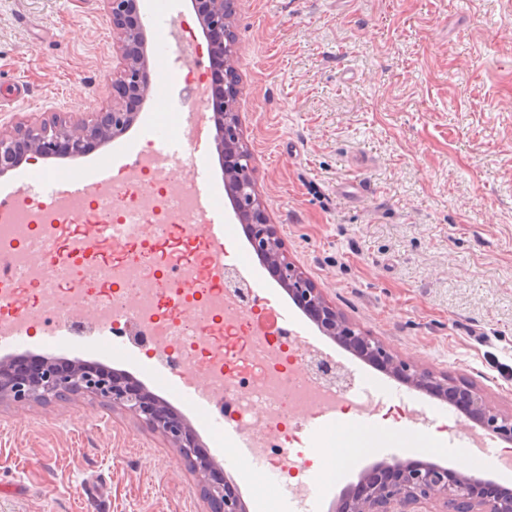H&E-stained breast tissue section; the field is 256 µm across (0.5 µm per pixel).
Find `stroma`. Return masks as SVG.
<instances>
[{
  "label": "stroma",
  "instance_id": "obj_1",
  "mask_svg": "<svg viewBox=\"0 0 512 512\" xmlns=\"http://www.w3.org/2000/svg\"><path fill=\"white\" fill-rule=\"evenodd\" d=\"M143 19H189V0H139ZM238 111L257 188L289 257L351 323L420 366L472 382L512 411V0H238ZM117 64L103 0H0V126L111 103ZM180 102L150 99L134 127L70 161L33 158L0 191L58 169L90 175L101 157L124 168L152 131H180ZM229 264L251 265L259 296L280 293L243 232ZM297 329L342 361L362 401L423 411L417 435L390 422L378 448L340 481L313 484L329 512L362 468L390 458L454 466L463 415L343 350L298 309ZM25 350L130 372L182 412L254 512L257 494L290 504L288 478L238 469L227 442L188 396L155 375L148 354L103 353L84 337L57 345L32 328ZM200 476L138 416L83 395L0 402V512H207Z\"/></svg>",
  "mask_w": 512,
  "mask_h": 512
}]
</instances>
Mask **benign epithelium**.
Instances as JSON below:
<instances>
[{"instance_id":"7a95c632","label":"benign epithelium","mask_w":512,"mask_h":512,"mask_svg":"<svg viewBox=\"0 0 512 512\" xmlns=\"http://www.w3.org/2000/svg\"><path fill=\"white\" fill-rule=\"evenodd\" d=\"M112 24L118 64L112 73V105L88 117L53 114L49 118L0 129V176L14 169L27 155L41 158L80 157L93 145H104L123 134L136 121L131 102L148 95L151 79L147 67L145 30L131 20L136 0H104ZM236 0H192L213 54L224 57L231 81L224 93L225 111L215 113L224 184L235 186L230 196L234 212L246 213L251 224L249 243L266 263L277 266L280 284L320 330L366 361L381 366L390 376L456 406L484 432L512 443V413H503L476 392L471 382L436 374L392 353L385 344L349 322L290 259L271 224L254 179L250 153L244 145L237 104L242 95L236 67L239 45L224 39L232 34ZM72 391L106 405L123 408L150 425L186 462L195 461L198 439L191 426L165 402L145 389L104 371L93 362L63 366L46 359L30 374L15 372L0 362V401L27 402L61 397ZM361 494L355 486L341 496L336 512H417L423 500L441 501L446 512H512V492L488 496L493 482L479 474H464L434 462L416 468L398 459L373 464L360 476ZM201 495L209 512H247L238 491L228 481H207Z\"/></svg>"}]
</instances>
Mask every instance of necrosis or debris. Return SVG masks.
I'll return each instance as SVG.
<instances>
[{"instance_id": "1", "label": "necrosis or debris", "mask_w": 512, "mask_h": 512, "mask_svg": "<svg viewBox=\"0 0 512 512\" xmlns=\"http://www.w3.org/2000/svg\"><path fill=\"white\" fill-rule=\"evenodd\" d=\"M189 195L174 193L143 161H135L111 199L77 200L62 207L22 206L14 223L0 225V257L19 270L0 282V315L23 317L47 329L72 319L74 299L93 305L101 333L134 342L178 372L204 375L223 414L240 427L257 428L259 454L283 474L302 471L291 459L293 421L299 410L327 401L335 412L358 411L348 383L332 384L311 368L316 353L297 336L265 321L258 300L214 280L202 235L187 225ZM61 224L136 225L98 245L97 272L66 253L47 271L32 252ZM81 286L73 297L72 286Z\"/></svg>"}]
</instances>
